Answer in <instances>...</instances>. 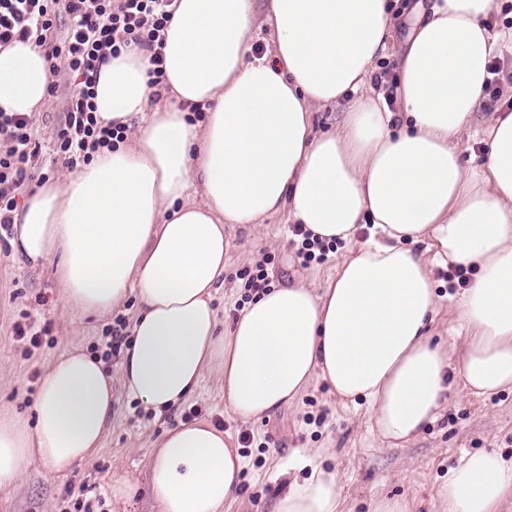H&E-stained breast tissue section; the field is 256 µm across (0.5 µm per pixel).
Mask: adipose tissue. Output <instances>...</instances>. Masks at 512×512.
Here are the masks:
<instances>
[{
	"instance_id": "obj_1",
	"label": "adipose tissue",
	"mask_w": 512,
	"mask_h": 512,
	"mask_svg": "<svg viewBox=\"0 0 512 512\" xmlns=\"http://www.w3.org/2000/svg\"><path fill=\"white\" fill-rule=\"evenodd\" d=\"M497 0H432L406 42L390 46L387 0H174L165 79L143 53L121 51L95 86L101 125L139 119L67 180H47L14 214L13 253L51 264L71 311L100 318L137 294L121 364L126 391L163 415L220 375L224 408L275 414L313 383L346 405L365 401L377 435L405 442L438 419L449 378L467 394L512 390V113L483 122L486 157L465 160L490 61L512 51L492 33ZM268 30L271 53L252 52ZM394 53L399 111L371 87ZM52 75L33 42L0 49V111L39 112ZM346 100L316 131L312 112ZM202 107L204 123L188 120ZM289 221L348 252L324 287L292 283L256 295L228 326L213 307L224 282L226 227ZM366 239H359L360 230ZM477 273L457 301L461 351L434 340L433 267ZM104 361L71 349L45 373L34 420L0 414V490L32 460L61 475L91 460L112 427ZM272 512H340L335 472L303 456ZM243 459L210 423L180 422L153 450L147 482L110 474L113 499L148 491L156 512H222ZM512 460L467 455L438 488L446 512H497Z\"/></svg>"
}]
</instances>
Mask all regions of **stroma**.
Here are the masks:
<instances>
[{
  "label": "stroma",
  "instance_id": "35a3bbf8",
  "mask_svg": "<svg viewBox=\"0 0 512 512\" xmlns=\"http://www.w3.org/2000/svg\"><path fill=\"white\" fill-rule=\"evenodd\" d=\"M58 91L48 96L35 116L42 144L43 171L60 179L70 171L55 161L52 139L64 116L72 91L66 76L56 79ZM230 242L224 269V285L215 294L214 306L220 322L236 317L245 304L242 269L264 264L271 286L301 281L322 287L347 247L337 243L321 263L301 265L289 230L288 219L279 214L248 231L226 229ZM443 269H435L439 298L432 334L435 339L454 341L455 304L460 289L449 288ZM139 307L136 296L102 319H80L70 311L50 267L34 266L16 257L8 239L0 238V412L31 417L40 382L56 356L81 347L103 356L109 371L119 373L121 362L107 354L105 331L116 318L132 321ZM30 321L41 330L39 347L17 339L15 324ZM112 427L100 452L72 472L51 476L39 462H31L9 492L0 493V512H153L149 496L133 503L112 502L106 488L108 474L128 473L145 477L151 449L164 431L182 421L185 407L199 410L200 419L222 422L231 437L248 432L254 441L245 458L240 490L223 512H270L279 482V469L295 465L312 448L321 449V462L337 471L343 486L342 512H372L381 495L403 496L409 512H445L437 497L439 485L469 453L494 450L512 457V391L489 398L474 397L452 382L448 402L439 418L417 438L390 445L372 430L367 405L346 406L338 402L321 382L274 415L244 421L226 412L215 375H206L188 397L185 407L162 416L144 410L121 386H114ZM323 416L321 425L312 417Z\"/></svg>",
  "mask_w": 512,
  "mask_h": 512
}]
</instances>
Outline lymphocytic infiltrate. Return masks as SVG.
<instances>
[{
    "label": "lymphocytic infiltrate",
    "instance_id": "f902f5d3",
    "mask_svg": "<svg viewBox=\"0 0 512 512\" xmlns=\"http://www.w3.org/2000/svg\"><path fill=\"white\" fill-rule=\"evenodd\" d=\"M173 0H0V48L34 40L45 50L51 73L66 71L73 85L63 122L55 132V152L67 168L89 163L94 153L126 137L122 125H101L94 87L101 64L121 50L145 52L150 82L164 80L161 33ZM69 24L63 37L60 19ZM41 144L32 116L0 112V229L9 230L26 186L41 168Z\"/></svg>",
    "mask_w": 512,
    "mask_h": 512
}]
</instances>
